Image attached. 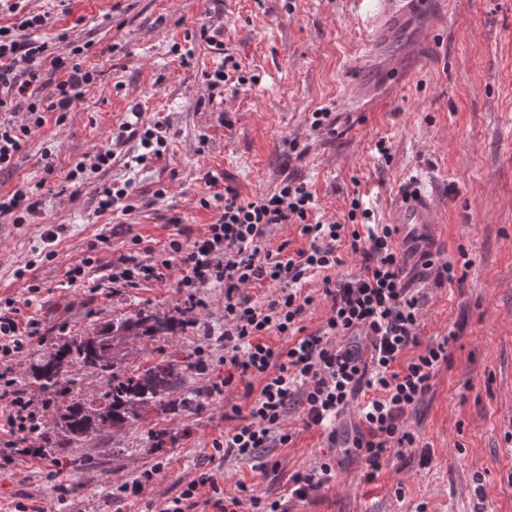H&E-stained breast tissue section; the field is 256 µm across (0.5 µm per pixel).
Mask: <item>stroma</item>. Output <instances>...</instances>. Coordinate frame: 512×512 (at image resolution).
Listing matches in <instances>:
<instances>
[{
    "instance_id": "obj_1",
    "label": "stroma",
    "mask_w": 512,
    "mask_h": 512,
    "mask_svg": "<svg viewBox=\"0 0 512 512\" xmlns=\"http://www.w3.org/2000/svg\"><path fill=\"white\" fill-rule=\"evenodd\" d=\"M441 30L428 36V51L409 77L361 107L351 97V61L365 52L367 30L353 0H29L53 12L51 33L69 29L88 44L86 64L99 77L64 121L48 118L30 137L14 169L0 172V195L21 189L37 200L25 223L0 216V297L21 306L23 319L39 320L42 342L33 343L15 368H30L59 332L81 336L97 320L141 307L175 312L186 296L176 281L111 290L106 269L125 250L129 233L162 251L182 228L198 235L211 222L202 208L204 172L223 174L224 185L242 197L277 192L289 179L305 182L316 210L347 218L354 195H363L376 221L388 223L405 180H421L439 211L433 243L444 257L466 268L463 281L435 285L432 276L409 269L422 307V343L457 331L449 361L441 365L423 401L405 418L416 446L388 456L373 483L364 461L342 453L331 482L294 500L290 512H512V0H441ZM204 24L224 27V49L199 37ZM245 66L242 86L211 88L204 75L225 54ZM169 125L170 143L159 160L133 169L137 140L118 147L111 169L88 180L66 182L82 155L109 145L131 119ZM330 112L331 129H314L312 114ZM207 142H200V135ZM385 140L388 156L375 150ZM132 179L133 210L123 231L98 257L92 286L69 284L65 273L87 254L96 236L114 225L97 211L96 190ZM164 189L156 197L155 189ZM65 231L55 243L44 234ZM40 286L30 297L29 286ZM197 324L138 350L146 364L161 354L207 349L209 367L196 386L208 390L202 411L147 415L129 431L134 448H116L111 433L75 448L89 468L48 448L42 458L15 453L0 467V512L23 503L29 512H158L184 481L212 471L225 494L245 484L263 499L284 496L289 477L329 455L321 430L303 425L299 406L286 423L296 436L271 449L267 468L214 456L212 443L229 423L224 406L243 403L245 388L211 393L224 378V288L204 289ZM170 436L156 444L153 431ZM157 468L136 499L114 498L117 484Z\"/></svg>"
}]
</instances>
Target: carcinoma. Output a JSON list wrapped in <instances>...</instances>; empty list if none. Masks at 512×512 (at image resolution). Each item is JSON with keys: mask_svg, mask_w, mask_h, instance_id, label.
<instances>
[{"mask_svg": "<svg viewBox=\"0 0 512 512\" xmlns=\"http://www.w3.org/2000/svg\"><path fill=\"white\" fill-rule=\"evenodd\" d=\"M193 321L186 308L178 316L137 308L93 323L79 338L59 337L29 373L31 383L52 395L53 425L37 427L43 447L63 451L105 430L117 435L151 411L167 415L199 410L201 398L191 385L196 370L191 355L173 351L143 366L131 364L129 358L130 347L144 348L163 336H177ZM78 367L103 379L101 390L90 399L77 392Z\"/></svg>", "mask_w": 512, "mask_h": 512, "instance_id": "obj_1", "label": "carcinoma"}]
</instances>
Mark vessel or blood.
<instances>
[{"label": "vessel or blood", "mask_w": 512, "mask_h": 512, "mask_svg": "<svg viewBox=\"0 0 512 512\" xmlns=\"http://www.w3.org/2000/svg\"><path fill=\"white\" fill-rule=\"evenodd\" d=\"M365 9L369 51L355 63L357 76L353 92L361 99H372L390 86L403 81L416 62L420 61L419 47L428 33L438 29L441 18L431 9L432 0H356ZM402 33L401 48L394 49L390 40L394 33ZM381 61L376 84L363 81L374 61ZM391 223L400 229L401 240L408 248H426L432 241L438 224L434 200L417 188L402 191L390 214Z\"/></svg>", "instance_id": "vessel-or-blood-1"}]
</instances>
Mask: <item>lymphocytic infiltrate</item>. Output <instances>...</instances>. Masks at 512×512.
I'll list each match as a JSON object with an SVG mask.
<instances>
[{"label": "lymphocytic infiltrate", "mask_w": 512, "mask_h": 512, "mask_svg": "<svg viewBox=\"0 0 512 512\" xmlns=\"http://www.w3.org/2000/svg\"><path fill=\"white\" fill-rule=\"evenodd\" d=\"M8 21L0 25V171L10 168L27 138L43 127L51 112H69L98 76L82 60L83 48L68 53L55 50L67 42L68 30L55 37L45 31L54 17L35 11L21 0H0ZM138 139L136 164L159 158L168 149L165 122L123 123L109 146L77 161L68 180L88 178L111 167L114 145ZM221 174L205 172L207 193L203 208L213 211L212 224L195 237L170 234L163 253L153 254L140 236H131L125 251L113 259L108 281L116 288H136L176 278L197 305L203 288H224V364L222 385L244 383L246 401L224 412L234 420L213 449L223 456L245 460L262 458L268 448H284L294 438L284 426L290 404L303 409L305 428L327 433L330 446L345 443L364 459L366 481H374L383 457L414 447L415 439L402 420L431 388L439 367L448 360L447 342L422 344L418 336L420 303L406 279L409 262H416L437 281H453V261L439 253L420 252L411 259L389 224L373 223V213L352 199L347 222L313 217V193L307 184L287 181L270 195L245 199L232 187H221ZM295 224L306 247L289 250L287 244L270 247L273 225ZM349 238L353 253L362 258L358 274L338 281L329 270L341 266L337 250ZM323 275V293L331 300L324 325L307 332L303 317L314 301L306 281ZM275 284L274 294L261 302L244 295L247 287ZM13 298L0 299V382L5 381L28 347L41 339L38 321L20 326ZM288 342L273 347L270 337ZM357 403L353 436L339 440L334 425L350 403ZM332 477L324 462L291 478L287 498L306 499ZM208 497H201V488ZM287 498L264 502L239 485L234 496H224L214 474L203 472L185 482L180 492L162 504L160 512H239L252 504L255 512H288Z\"/></svg>", "instance_id": "lymphocytic-infiltrate-1"}]
</instances>
